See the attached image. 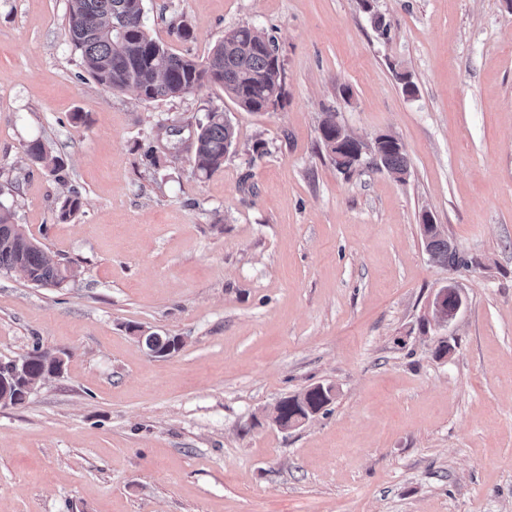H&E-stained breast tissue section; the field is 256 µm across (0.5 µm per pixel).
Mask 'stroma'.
Segmentation results:
<instances>
[{"label": "stroma", "instance_id": "35a3bbf8", "mask_svg": "<svg viewBox=\"0 0 512 512\" xmlns=\"http://www.w3.org/2000/svg\"><path fill=\"white\" fill-rule=\"evenodd\" d=\"M143 5L195 60L260 29L284 99L105 90L68 0H0V202L77 271L60 288L0 271V362L63 360L0 405V512H512V0H373L383 35L357 0ZM212 111L236 142L202 176L190 132ZM328 119L396 136L406 182L340 173ZM34 139L60 171L29 161ZM426 212L466 266L430 261ZM450 281L464 305L440 327ZM151 333L183 346L152 357ZM320 383L327 410L271 422ZM448 293H453L456 296L458 300L457 307L456 300L452 295H448ZM447 299L448 308L446 307ZM462 306L463 297L461 295L460 290L457 288L454 282H448L446 286L438 289L432 301V314L435 323L439 326H445L449 324L451 321L455 319L458 311L461 309Z\"/></svg>", "mask_w": 512, "mask_h": 512}]
</instances>
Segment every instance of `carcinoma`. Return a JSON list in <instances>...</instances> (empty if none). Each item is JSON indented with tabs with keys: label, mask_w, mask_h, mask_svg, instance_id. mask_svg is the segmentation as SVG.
Masks as SVG:
<instances>
[{
	"label": "carcinoma",
	"mask_w": 512,
	"mask_h": 512,
	"mask_svg": "<svg viewBox=\"0 0 512 512\" xmlns=\"http://www.w3.org/2000/svg\"><path fill=\"white\" fill-rule=\"evenodd\" d=\"M68 34L78 51L85 71L104 89H134L146 102L181 97L205 83L219 85L238 106L248 112H263L270 102L282 101V66L274 55V42L248 26L228 31L206 60L198 62L179 56L149 35L143 0H68ZM235 130L222 112H210L196 130L194 165L197 173L208 176L224 164V151L233 146ZM369 154H383V165L394 172H408L404 147L390 142L363 145ZM26 152L57 172L59 157L35 140ZM81 207L78 192H72L60 207L59 218L66 221ZM437 261L452 268L468 265L448 236L431 241ZM22 269L27 280L38 287H60L67 269L20 229L9 240L0 242V270ZM153 351L169 356L182 347L177 336L147 335ZM46 354L34 349L22 358L0 364V398L18 406L44 378ZM333 400V386L316 385L304 392L279 400L275 422L288 421L308 409L320 411Z\"/></svg>",
	"instance_id": "1"
}]
</instances>
